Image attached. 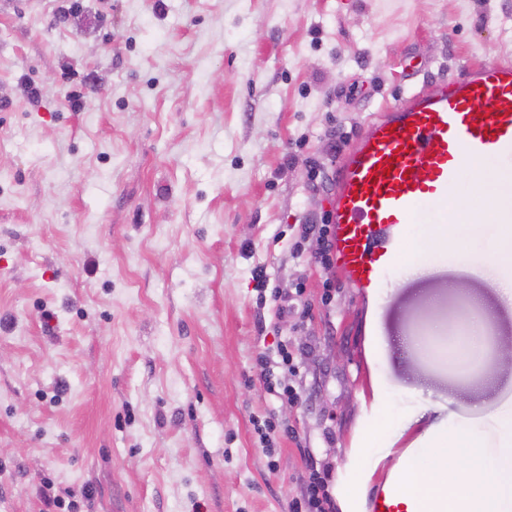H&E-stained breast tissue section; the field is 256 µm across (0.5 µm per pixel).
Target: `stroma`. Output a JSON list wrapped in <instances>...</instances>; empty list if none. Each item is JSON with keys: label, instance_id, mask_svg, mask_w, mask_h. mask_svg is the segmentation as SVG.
Masks as SVG:
<instances>
[{"label": "stroma", "instance_id": "obj_1", "mask_svg": "<svg viewBox=\"0 0 512 512\" xmlns=\"http://www.w3.org/2000/svg\"><path fill=\"white\" fill-rule=\"evenodd\" d=\"M501 58L512 0H0V512H291L354 462L369 495L442 414L492 445L499 224L471 222L461 268L412 224L436 271L394 273L388 326L437 349L387 363L300 227L377 109ZM284 339L294 402L258 363Z\"/></svg>", "mask_w": 512, "mask_h": 512}]
</instances>
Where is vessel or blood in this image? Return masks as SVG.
<instances>
[{
	"label": "vessel or blood",
	"instance_id": "vessel-or-blood-1",
	"mask_svg": "<svg viewBox=\"0 0 512 512\" xmlns=\"http://www.w3.org/2000/svg\"><path fill=\"white\" fill-rule=\"evenodd\" d=\"M490 158L512 165L511 60L463 68L380 107L337 164L330 211L337 268L364 294L391 287L412 219L424 213L434 224L456 222L448 202L462 168ZM412 464L404 457L381 480L370 512H448L446 498L426 503L406 493ZM459 510L503 506L487 489L461 500Z\"/></svg>",
	"mask_w": 512,
	"mask_h": 512
}]
</instances>
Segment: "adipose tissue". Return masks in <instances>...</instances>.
I'll return each mask as SVG.
<instances>
[{
    "mask_svg": "<svg viewBox=\"0 0 512 512\" xmlns=\"http://www.w3.org/2000/svg\"><path fill=\"white\" fill-rule=\"evenodd\" d=\"M492 488L512 512V415L500 421V442L493 453L479 450L477 437L448 434L440 443L429 472L415 470L407 489L424 500H461L477 487Z\"/></svg>",
    "mask_w": 512,
    "mask_h": 512,
    "instance_id": "adipose-tissue-1",
    "label": "adipose tissue"
}]
</instances>
